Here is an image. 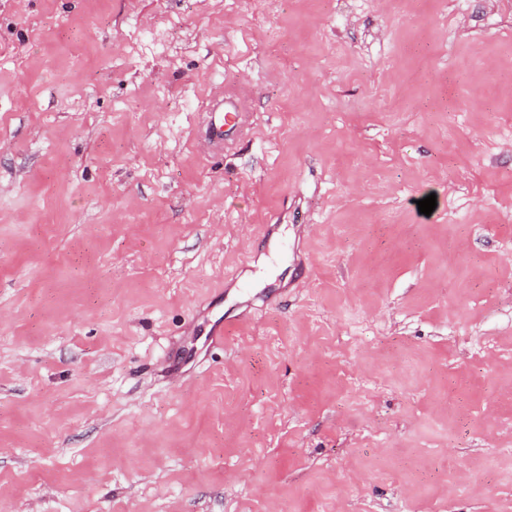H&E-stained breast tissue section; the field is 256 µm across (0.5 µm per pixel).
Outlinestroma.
<instances>
[{
  "label": "stroma",
  "mask_w": 512,
  "mask_h": 512,
  "mask_svg": "<svg viewBox=\"0 0 512 512\" xmlns=\"http://www.w3.org/2000/svg\"><path fill=\"white\" fill-rule=\"evenodd\" d=\"M0 512H512V0H0ZM206 116L207 123L203 136L211 146L217 148L224 147L226 129L237 128L243 120V113L233 104L226 107L224 100L212 105Z\"/></svg>",
  "instance_id": "obj_1"
}]
</instances>
